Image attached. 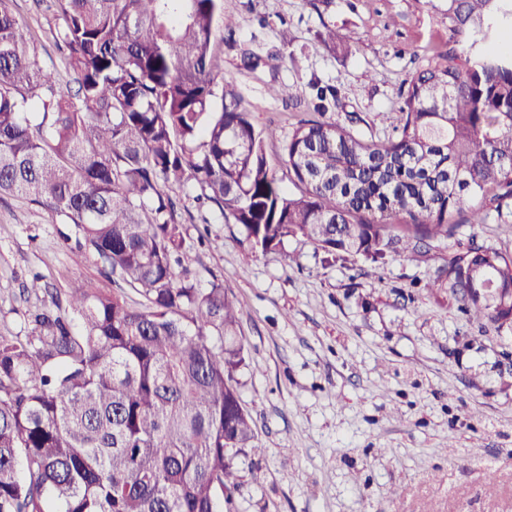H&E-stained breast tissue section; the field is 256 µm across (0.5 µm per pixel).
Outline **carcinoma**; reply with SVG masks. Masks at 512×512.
Masks as SVG:
<instances>
[{"mask_svg": "<svg viewBox=\"0 0 512 512\" xmlns=\"http://www.w3.org/2000/svg\"><path fill=\"white\" fill-rule=\"evenodd\" d=\"M15 2L0 0V196L73 225L74 263L96 256L142 302L86 288L0 336V512H224L262 452L237 300L177 274L169 184L195 181L263 252L299 237L375 263L444 243L434 285L512 329V254L457 238L512 219V0H448V49L405 80L383 139L352 132L336 87L311 83L317 117L284 141L281 174L265 153L276 130L218 81L217 37L236 27L224 0H57L62 74L39 65Z\"/></svg>", "mask_w": 512, "mask_h": 512, "instance_id": "obj_1", "label": "carcinoma"}]
</instances>
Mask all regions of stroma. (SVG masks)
Segmentation results:
<instances>
[{"instance_id": "stroma-1", "label": "stroma", "mask_w": 512, "mask_h": 512, "mask_svg": "<svg viewBox=\"0 0 512 512\" xmlns=\"http://www.w3.org/2000/svg\"><path fill=\"white\" fill-rule=\"evenodd\" d=\"M237 20L218 43L223 81L257 127L275 125L271 164L305 108L273 98L274 83L335 86L355 131L382 138L409 73L446 49L448 0H224ZM41 66L62 69L45 0H16ZM347 44L326 46L325 27ZM266 56L245 67V52ZM191 213L183 264L240 302L246 365L241 397L263 447L241 464L234 512H512V331L470 320L434 287L448 250L376 267L337 260L302 239L252 249L241 228L198 206L195 182L167 187ZM44 209L0 199V335L26 331L21 288L33 274L54 292L115 290L94 256Z\"/></svg>"}]
</instances>
